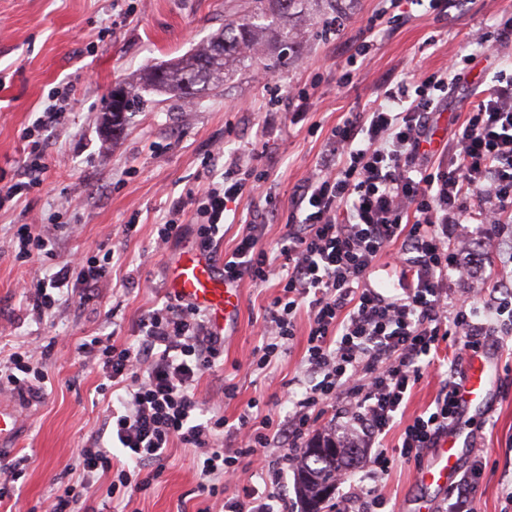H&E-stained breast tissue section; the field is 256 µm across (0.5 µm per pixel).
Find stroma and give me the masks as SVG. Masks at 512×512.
Returning <instances> with one entry per match:
<instances>
[{
    "label": "stroma",
    "mask_w": 512,
    "mask_h": 512,
    "mask_svg": "<svg viewBox=\"0 0 512 512\" xmlns=\"http://www.w3.org/2000/svg\"><path fill=\"white\" fill-rule=\"evenodd\" d=\"M438 15L403 0L387 30L368 35V19L385 0H298L290 21L291 45L266 39L261 63L234 62L223 84L184 107L162 94L145 96L117 133L103 125L113 91L139 82L146 66L188 54L220 30L225 21L247 17V0H0V185L23 166L24 133L49 95L70 83L78 100L49 137L51 166L41 186L14 206L0 210V238L33 217L57 216L62 225L52 242L53 259L26 262L0 254V353L24 345L44 351L48 374L40 401L18 405L21 428L9 456L32 459L19 499L0 503V512H29L72 478L80 448L101 428L108 400L96 387L100 373L85 364L76 347L86 337L114 334L116 344L136 341V323L167 291V271L182 245L156 247V226L173 200L201 192L221 180L216 147L252 149L268 170V192L245 199L239 222L227 226L218 248L231 250L243 219L262 216L264 247L275 248L293 208L295 191L314 169L328 132L349 113L378 105L384 81L413 73L442 72L457 57L477 52L474 33L489 30L512 0H451ZM344 31H337L336 21ZM372 38L369 59L347 69L346 48ZM299 86L312 105L304 112L282 105L270 110L272 89ZM137 230L125 234L124 226ZM123 262L93 299L80 290L43 321H36L21 297V286L44 277L53 264L90 255L97 245ZM240 307L224 331V367L207 372L200 389L231 379L235 400L208 404L209 413L236 420L246 404L259 400L263 412L282 414L301 390L304 337H297L275 361L273 376L253 371L248 359L261 345L257 321L275 295L250 280L237 285ZM499 381L492 404L470 411L464 423L475 446L460 466L481 459L479 512H500L502 476L512 465L505 441L512 437V349L495 351ZM398 430L384 444L394 463L382 480L399 512H418L415 462L398 457ZM193 449L174 445L163 473L148 494L113 502L88 496L90 512H197L200 499Z\"/></svg>",
    "instance_id": "35a3bbf8"
}]
</instances>
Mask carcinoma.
Segmentation results:
<instances>
[{
    "instance_id": "1",
    "label": "carcinoma",
    "mask_w": 512,
    "mask_h": 512,
    "mask_svg": "<svg viewBox=\"0 0 512 512\" xmlns=\"http://www.w3.org/2000/svg\"><path fill=\"white\" fill-rule=\"evenodd\" d=\"M250 3L253 22L225 24L188 57L164 66L146 67L133 95L121 101L118 94H113L109 118L112 130L122 126L126 113L131 111V104L143 99L145 93L164 91L190 102L219 87L223 80L216 79L213 74H226L229 63L235 59L254 58L251 53L245 54L243 47H257L266 30L275 28V37L282 42L291 38L288 21L295 0H250ZM343 455L351 462L360 458L359 452L336 445V438L330 435L319 436L303 448L296 474V490L305 499L308 512H334L330 499L336 486V458Z\"/></svg>"
}]
</instances>
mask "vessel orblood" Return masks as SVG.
Here are the masks:
<instances>
[{
  "instance_id": "b4317fda",
  "label": "vessel or blood",
  "mask_w": 512,
  "mask_h": 512,
  "mask_svg": "<svg viewBox=\"0 0 512 512\" xmlns=\"http://www.w3.org/2000/svg\"><path fill=\"white\" fill-rule=\"evenodd\" d=\"M168 289L182 300L207 309L219 327L238 309V293L225 283L222 263L217 262L210 253L197 248L182 253L170 271ZM498 378L499 370L495 360L484 356L471 359L460 388L461 409L466 411L484 405L495 391ZM18 427L17 409L1 403L0 446L15 436ZM469 445L467 436L460 430L450 429L423 464L417 477L418 484L427 490L448 487L459 475L456 451Z\"/></svg>"
}]
</instances>
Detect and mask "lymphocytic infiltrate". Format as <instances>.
<instances>
[{
  "label": "lymphocytic infiltrate",
  "instance_id": "1",
  "mask_svg": "<svg viewBox=\"0 0 512 512\" xmlns=\"http://www.w3.org/2000/svg\"><path fill=\"white\" fill-rule=\"evenodd\" d=\"M495 83L471 101L464 119L441 125L449 88H461L462 73H417L385 87L378 106L353 113L329 131L325 149L293 200L292 218L276 251L261 243L264 225L249 221L224 254L228 284L250 279L274 283L278 293L265 308L261 347L249 364L268 370L298 335H305L304 392L288 415L244 409L237 423L205 416L201 376L224 363V336L204 309L165 295L138 323V339L119 345L95 336L78 354L101 371L117 391L101 432L80 449L74 464L77 485L65 486L42 512H80L85 493L107 479L104 500L146 493L161 475L167 448L195 449L202 461L198 512H212L223 498L224 512H277L270 488L248 486L224 499L243 459H263L270 480L297 465L313 430L317 408L338 403L343 420L337 437L367 456L364 476L371 485L352 486V469L336 468L344 493L336 512H396L380 485L393 461L382 442L413 387L434 365L441 344L459 351L439 373V390L399 436V455L421 461L425 449L458 419L463 362L512 335V285L497 268L473 253L474 239H504L512 225V73L496 69ZM71 95L63 88L33 120L26 135V160L16 181L0 189V207L39 186L48 168L43 134L64 118ZM268 171L245 164L238 152L224 162L222 181L189 201L170 206L157 226L164 245L186 231L182 216L194 204V232L200 249L218 242L230 203L256 192ZM392 255L399 271L396 289L380 288L375 274L382 256ZM119 259L104 252L87 263L66 262L23 290L37 320L52 312L66 288L97 296ZM467 284L458 296L456 284ZM47 375L39 352L20 348L0 364V392L29 401L40 398ZM239 433L234 448H218V432ZM120 445L128 464L112 454ZM479 466L463 472L448 489L441 512H478Z\"/></svg>",
  "mask_w": 512,
  "mask_h": 512
}]
</instances>
